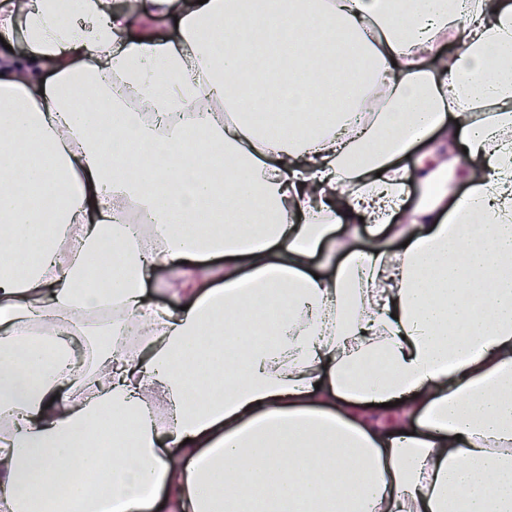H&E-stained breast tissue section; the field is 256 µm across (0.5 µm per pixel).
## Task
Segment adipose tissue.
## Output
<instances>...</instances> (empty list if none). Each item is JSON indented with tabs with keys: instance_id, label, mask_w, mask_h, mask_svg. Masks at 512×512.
Wrapping results in <instances>:
<instances>
[{
	"instance_id": "adipose-tissue-1",
	"label": "adipose tissue",
	"mask_w": 512,
	"mask_h": 512,
	"mask_svg": "<svg viewBox=\"0 0 512 512\" xmlns=\"http://www.w3.org/2000/svg\"><path fill=\"white\" fill-rule=\"evenodd\" d=\"M273 10L281 25L309 18L314 37L244 108L231 77L249 76L245 58L201 33L248 19L249 0H75L66 18L54 0H0V35L21 44L0 61V164L57 196L35 236L39 209L0 188V512H301L316 498L327 512H512V0ZM137 17L175 19L178 36H134ZM336 33L356 44L341 109L313 83L341 71ZM379 83L377 117L355 126ZM89 94L116 114L111 135L78 110ZM130 95L171 123L146 125ZM211 96L235 120L206 114L187 140L176 116ZM270 122L284 135L269 138ZM120 139L130 165L136 148L158 150L157 191L113 178ZM214 145L232 170L226 207L260 198L266 224L193 236L175 224L210 200ZM185 179L190 194L172 201L166 185ZM132 202L151 239L128 223ZM115 244L133 268L102 292L91 260ZM160 268L175 307L148 295ZM281 291L275 341L233 324ZM92 311L108 312L112 343L77 368ZM219 326L224 347L203 346ZM195 348L223 396L189 397L181 360ZM388 402L390 420L370 418ZM105 415L111 447L73 456ZM75 469L95 482L74 483Z\"/></svg>"
}]
</instances>
